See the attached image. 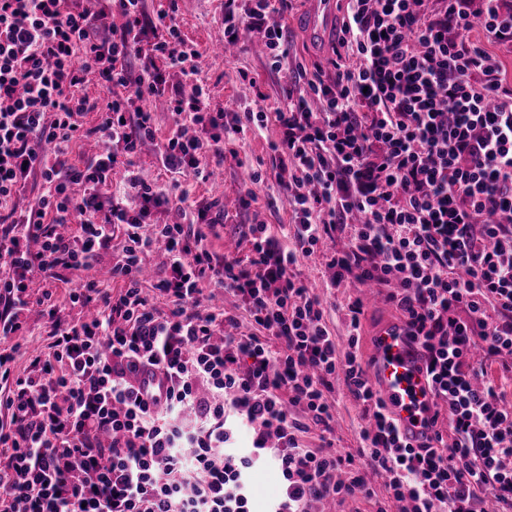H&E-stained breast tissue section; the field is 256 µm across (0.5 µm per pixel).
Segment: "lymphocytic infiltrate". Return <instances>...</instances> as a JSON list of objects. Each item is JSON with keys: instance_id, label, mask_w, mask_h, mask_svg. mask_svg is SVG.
<instances>
[{"instance_id": "1", "label": "lymphocytic infiltrate", "mask_w": 512, "mask_h": 512, "mask_svg": "<svg viewBox=\"0 0 512 512\" xmlns=\"http://www.w3.org/2000/svg\"><path fill=\"white\" fill-rule=\"evenodd\" d=\"M102 2L122 18L107 39L83 0H0V512H252L260 462L281 477L268 512L371 497L370 472L409 512L512 508V407L476 380L489 361L512 374V223L500 220L512 213V88L487 49L512 48V0H344L334 76L230 116L209 104L176 0L154 16L145 0ZM287 6L225 0V41L250 30L280 69ZM477 22L481 42L468 37ZM153 97L171 111L161 140ZM247 122L279 130L270 148L291 221L285 246L250 225L244 261L211 249L224 214L191 201L188 183L223 165L224 139ZM91 137L106 149L71 163ZM155 139L162 168L182 177L167 191L134 169ZM118 167L123 183L106 194ZM171 206L182 223H160ZM76 214V234L59 233ZM119 237V291L89 277L63 296L30 292L34 271L67 281ZM338 237L328 285L388 286L446 421L433 440L404 443L374 391L358 355L360 301L339 346L294 272ZM154 250L166 256L161 307L140 280ZM208 285L238 298L254 333L230 334L236 316L204 308ZM65 306L82 317L62 319ZM35 310L50 351L20 373L13 340ZM158 372L165 393L144 398ZM339 381L366 421L353 454L329 438ZM233 419L251 447L233 448ZM313 430L320 447H303Z\"/></svg>"}]
</instances>
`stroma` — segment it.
I'll use <instances>...</instances> for the list:
<instances>
[{"label": "stroma", "mask_w": 512, "mask_h": 512, "mask_svg": "<svg viewBox=\"0 0 512 512\" xmlns=\"http://www.w3.org/2000/svg\"><path fill=\"white\" fill-rule=\"evenodd\" d=\"M303 7L304 0H290L289 8L279 18L288 38L290 55L283 67L274 71L258 41L246 42L232 56L213 50L215 39L224 35V0H178V23L185 38L200 52L202 77L211 106L235 111L249 105L259 93L266 95L269 101H276L284 89L294 85L297 71L301 68L310 74L333 73L337 37L332 34L319 40L308 35L303 25ZM278 137V129L272 124L262 129L244 126L242 132L224 146L221 177L194 184L195 201L224 210V226L217 236L210 239L215 252L228 251L242 259L249 256L250 241L241 235L244 225L265 223L270 234L277 238L287 227L290 218L288 203L278 187L270 149L271 142ZM253 169L261 170L265 178L257 201L247 208L226 206V199L237 196ZM328 249V244L318 245L314 253L300 260L295 272L319 296L330 313L329 329L339 344H346L348 340L346 305L351 300L361 299L358 354L363 367H370L375 327L384 321L401 323L402 314L384 300L378 288H368L355 282L336 289L327 288ZM330 398L335 402L337 411L331 440L337 451L355 452L360 446L361 408L341 382L337 383Z\"/></svg>", "instance_id": "stroma-1"}]
</instances>
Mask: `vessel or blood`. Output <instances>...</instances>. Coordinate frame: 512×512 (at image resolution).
<instances>
[{"label":"vessel or blood","instance_id":"vessel-or-blood-1","mask_svg":"<svg viewBox=\"0 0 512 512\" xmlns=\"http://www.w3.org/2000/svg\"><path fill=\"white\" fill-rule=\"evenodd\" d=\"M336 18V0H311L305 16L310 35L325 37ZM372 385L388 406L404 440L417 443L429 430L423 412L431 411L433 396L416 344L402 327L382 328L376 338Z\"/></svg>","mask_w":512,"mask_h":512}]
</instances>
